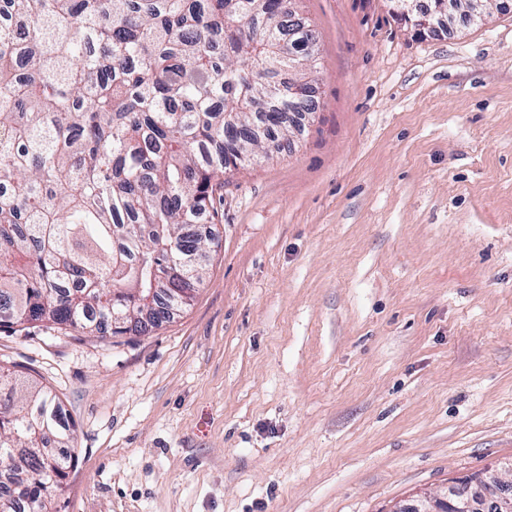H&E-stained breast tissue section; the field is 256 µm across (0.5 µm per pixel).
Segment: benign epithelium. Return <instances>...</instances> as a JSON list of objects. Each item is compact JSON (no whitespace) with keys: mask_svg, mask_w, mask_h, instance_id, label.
Masks as SVG:
<instances>
[{"mask_svg":"<svg viewBox=\"0 0 512 512\" xmlns=\"http://www.w3.org/2000/svg\"><path fill=\"white\" fill-rule=\"evenodd\" d=\"M393 2L401 19L421 33L432 30L436 13L443 11L441 0L429 13L420 8L419 0ZM500 474L499 469H485L465 485L422 495L394 512H512V489L503 487L493 497L486 491L499 484Z\"/></svg>","mask_w":512,"mask_h":512,"instance_id":"obj_1","label":"benign epithelium"}]
</instances>
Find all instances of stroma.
<instances>
[{"label":"stroma","instance_id":"stroma-1","mask_svg":"<svg viewBox=\"0 0 512 512\" xmlns=\"http://www.w3.org/2000/svg\"><path fill=\"white\" fill-rule=\"evenodd\" d=\"M300 8L316 112L225 175L190 304L139 336L0 329L73 426L56 512H394L512 460V11ZM397 14L406 23L413 26L420 33L431 31L435 25L436 13L444 10L442 1L437 2V7L429 14L420 8V1L417 0H393Z\"/></svg>","mask_w":512,"mask_h":512}]
</instances>
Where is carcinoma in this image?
I'll list each match as a JSON object with an SVG mask.
<instances>
[{"label":"carcinoma","mask_w":512,"mask_h":512,"mask_svg":"<svg viewBox=\"0 0 512 512\" xmlns=\"http://www.w3.org/2000/svg\"><path fill=\"white\" fill-rule=\"evenodd\" d=\"M288 0H0V326L140 335L203 283L185 232L315 112ZM78 460L52 391L0 369V512Z\"/></svg>","instance_id":"cac0c4a2"}]
</instances>
